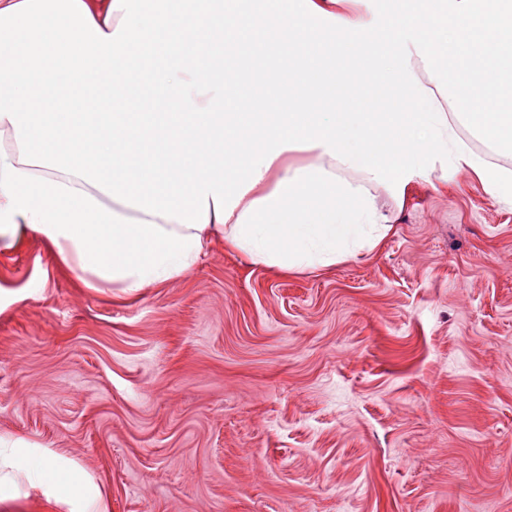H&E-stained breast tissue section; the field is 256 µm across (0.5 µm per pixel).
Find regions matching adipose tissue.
Returning <instances> with one entry per match:
<instances>
[{"mask_svg":"<svg viewBox=\"0 0 512 512\" xmlns=\"http://www.w3.org/2000/svg\"><path fill=\"white\" fill-rule=\"evenodd\" d=\"M336 3L0 0V246L34 234L136 295L216 236L284 272L333 266L389 229L366 181L401 191L439 159L512 202L454 129L512 152V0Z\"/></svg>","mask_w":512,"mask_h":512,"instance_id":"obj_1","label":"adipose tissue"}]
</instances>
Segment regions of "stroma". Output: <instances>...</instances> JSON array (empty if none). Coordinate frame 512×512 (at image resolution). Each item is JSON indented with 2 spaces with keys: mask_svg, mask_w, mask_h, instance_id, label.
Listing matches in <instances>:
<instances>
[{
  "mask_svg": "<svg viewBox=\"0 0 512 512\" xmlns=\"http://www.w3.org/2000/svg\"><path fill=\"white\" fill-rule=\"evenodd\" d=\"M370 189L383 241L298 273L215 237L130 297L0 248V512H512V204ZM17 464L22 468L32 471L33 474H35L40 480L47 481L50 484L56 485L68 494L74 493L68 475L59 471L47 461H36L27 458H19V460H17Z\"/></svg>",
  "mask_w": 512,
  "mask_h": 512,
  "instance_id": "35a3bbf8",
  "label": "stroma"
}]
</instances>
